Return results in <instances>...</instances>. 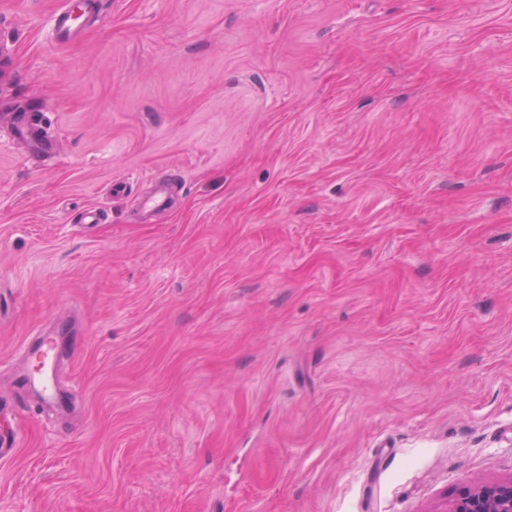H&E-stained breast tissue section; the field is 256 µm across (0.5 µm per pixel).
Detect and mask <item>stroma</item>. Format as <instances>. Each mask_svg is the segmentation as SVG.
<instances>
[{
	"label": "stroma",
	"mask_w": 512,
	"mask_h": 512,
	"mask_svg": "<svg viewBox=\"0 0 512 512\" xmlns=\"http://www.w3.org/2000/svg\"><path fill=\"white\" fill-rule=\"evenodd\" d=\"M60 2L0 0V512L512 478V0H95L58 43ZM58 318L65 415L16 380Z\"/></svg>",
	"instance_id": "obj_1"
}]
</instances>
